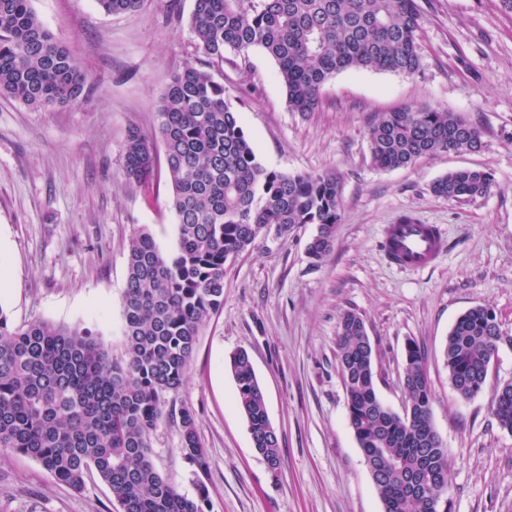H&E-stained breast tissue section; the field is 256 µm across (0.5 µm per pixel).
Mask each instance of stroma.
Instances as JSON below:
<instances>
[{
    "instance_id": "1",
    "label": "stroma",
    "mask_w": 512,
    "mask_h": 512,
    "mask_svg": "<svg viewBox=\"0 0 512 512\" xmlns=\"http://www.w3.org/2000/svg\"><path fill=\"white\" fill-rule=\"evenodd\" d=\"M419 70L345 71L327 81L318 111L288 108L276 62L264 51H226L224 96L237 110L258 162L327 173L340 185L342 220L330 251L311 261L315 225L288 239L269 234L228 262L224 304L199 336L176 402L192 408L207 449L199 470L180 449L179 427L152 437L153 462L182 494L203 481L212 512H383L347 424L337 359L343 313L360 315L373 346L376 391L403 411V354L424 352L432 418L450 456L448 512H512V432L492 413L497 386L512 380V348L500 347L480 393L461 397L444 348L455 320L494 310L512 335V16L498 0H417ZM54 38L87 76L84 98L32 109L0 96V310L14 323L48 320L87 328L112 354L122 345L121 302L132 237L177 244L166 175L142 186L123 168L130 128L158 135L159 101L171 76L199 64L190 27L194 0H145L112 15L96 0H32ZM429 105L478 126V151L448 152L408 167L376 169L367 131L381 113ZM491 173V192L453 200L430 191L458 168ZM408 218L446 238L432 268L400 272L383 251L384 225ZM245 349L281 444L271 474L235 403L229 355ZM0 512H118L90 475L83 491L56 482L36 461L0 449Z\"/></svg>"
}]
</instances>
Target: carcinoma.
<instances>
[{
  "label": "carcinoma",
  "mask_w": 512,
  "mask_h": 512,
  "mask_svg": "<svg viewBox=\"0 0 512 512\" xmlns=\"http://www.w3.org/2000/svg\"><path fill=\"white\" fill-rule=\"evenodd\" d=\"M97 4L117 15L140 11L143 0ZM421 22L416 0H195L190 24L204 60L172 76L159 108L176 249L163 252L146 228L134 235L118 357L87 329L45 320L15 324L0 311V448L34 459L76 491L97 474L120 512H211L205 485L189 498L159 473L152 436L165 419L178 420L181 451L206 468L195 413L167 396L182 387L200 330L223 304L225 265L261 234L272 230L286 239L297 224L317 225L307 249L317 261L341 222L336 177L263 167L212 69L228 50L245 55L259 48L278 65L289 110L305 115L318 110L323 85L340 72H417ZM85 87L71 50L44 28L31 0H0V95L45 108L83 98ZM368 141L380 170L482 146L477 126L429 106L382 113L369 127ZM158 167L156 141L130 129L128 178L147 185ZM492 186L489 172L465 168L436 179L431 191L464 200L484 197ZM501 341L492 309L475 307L457 318L445 346L457 393L470 397L485 383L484 368ZM337 357L348 425L367 458L383 512H431L427 495L446 487L449 455L433 425L421 348L414 341L406 345L401 414L377 396L373 348L354 312L340 319ZM229 368L253 447L275 472L281 466L279 438L247 352L232 353ZM492 412L512 432V381L500 386Z\"/></svg>",
  "instance_id": "obj_1"
}]
</instances>
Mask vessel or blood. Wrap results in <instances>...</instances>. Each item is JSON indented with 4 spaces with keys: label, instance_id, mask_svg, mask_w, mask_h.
Masks as SVG:
<instances>
[{
    "label": "vessel or blood",
    "instance_id": "b4317fda",
    "mask_svg": "<svg viewBox=\"0 0 512 512\" xmlns=\"http://www.w3.org/2000/svg\"><path fill=\"white\" fill-rule=\"evenodd\" d=\"M388 261L400 269L432 267L446 249L440 229L432 224H388L383 229Z\"/></svg>",
    "mask_w": 512,
    "mask_h": 512
}]
</instances>
